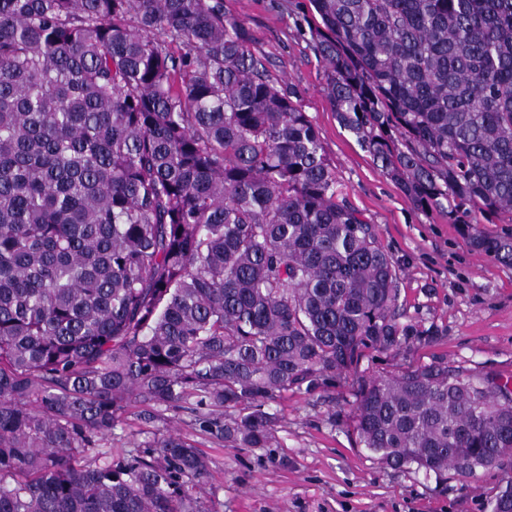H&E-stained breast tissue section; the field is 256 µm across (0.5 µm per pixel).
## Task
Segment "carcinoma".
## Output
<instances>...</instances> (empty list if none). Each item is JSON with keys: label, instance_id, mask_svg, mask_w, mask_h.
<instances>
[{"label": "carcinoma", "instance_id": "cac0c4a2", "mask_svg": "<svg viewBox=\"0 0 512 512\" xmlns=\"http://www.w3.org/2000/svg\"><path fill=\"white\" fill-rule=\"evenodd\" d=\"M323 92L406 199L512 267V0H311ZM392 257L340 197L298 91L224 0H0V512H208L178 434L114 452L133 406L270 448L400 322ZM394 469L507 475L512 381L434 362L353 412Z\"/></svg>", "mask_w": 512, "mask_h": 512}]
</instances>
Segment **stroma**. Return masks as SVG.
Masks as SVG:
<instances>
[{
    "instance_id": "1",
    "label": "stroma",
    "mask_w": 512,
    "mask_h": 512,
    "mask_svg": "<svg viewBox=\"0 0 512 512\" xmlns=\"http://www.w3.org/2000/svg\"><path fill=\"white\" fill-rule=\"evenodd\" d=\"M249 28L272 73L294 86L317 126L342 197L373 224L399 275L406 323L441 336L393 353L360 351L328 395L290 391L273 409L274 448H227L195 432L188 413H167L160 431L188 437L210 459L198 490L215 512H487L504 475L441 480L395 470L360 444L353 409L365 381L437 361L512 379V267L475 251L447 213L414 208L344 129L322 92L324 65L298 33L313 19L309 0H224Z\"/></svg>"
}]
</instances>
